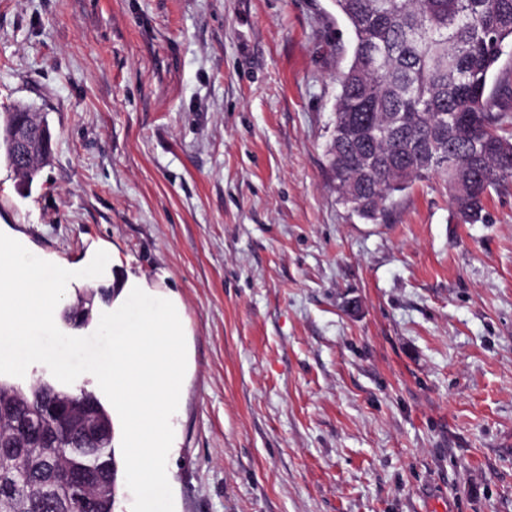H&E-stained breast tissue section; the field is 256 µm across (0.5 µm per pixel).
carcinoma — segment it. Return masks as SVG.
Here are the masks:
<instances>
[{"label":"carcinoma","mask_w":512,"mask_h":512,"mask_svg":"<svg viewBox=\"0 0 512 512\" xmlns=\"http://www.w3.org/2000/svg\"><path fill=\"white\" fill-rule=\"evenodd\" d=\"M354 34L339 77L327 147L339 201L377 220L397 192L431 175L448 185L452 214L484 219L490 190L512 182V134L502 124L512 106L487 92L505 41L512 42V0H334ZM87 400L107 425L95 394L40 377L32 384L0 378V512H82L61 503L59 489L81 471L107 462V491L95 512H114L115 453L50 411L59 398Z\"/></svg>","instance_id":"carcinoma-1"}]
</instances>
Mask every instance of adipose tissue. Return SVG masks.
<instances>
[{
    "mask_svg": "<svg viewBox=\"0 0 512 512\" xmlns=\"http://www.w3.org/2000/svg\"><path fill=\"white\" fill-rule=\"evenodd\" d=\"M57 265L49 255L31 258L27 239L0 226V341L40 361L34 336L59 330L63 292L111 288L112 355L97 382L112 400V445L129 469L125 512H178L167 494L175 485L178 419L192 373L181 294L169 273L150 279L133 272L104 242L59 277Z\"/></svg>",
    "mask_w": 512,
    "mask_h": 512,
    "instance_id": "adipose-tissue-1",
    "label": "adipose tissue"
}]
</instances>
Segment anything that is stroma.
<instances>
[{"instance_id": "1", "label": "stroma", "mask_w": 512, "mask_h": 512, "mask_svg": "<svg viewBox=\"0 0 512 512\" xmlns=\"http://www.w3.org/2000/svg\"><path fill=\"white\" fill-rule=\"evenodd\" d=\"M354 36L332 0H0V224L33 255L113 244L171 274L193 332L180 512H512V184L458 223L439 176L375 221L326 148ZM39 336V375L96 389L111 348ZM11 123L8 135V148L12 156L11 166L18 174L28 161L37 154L43 145L52 143L49 124L39 121L32 112Z\"/></svg>"}]
</instances>
